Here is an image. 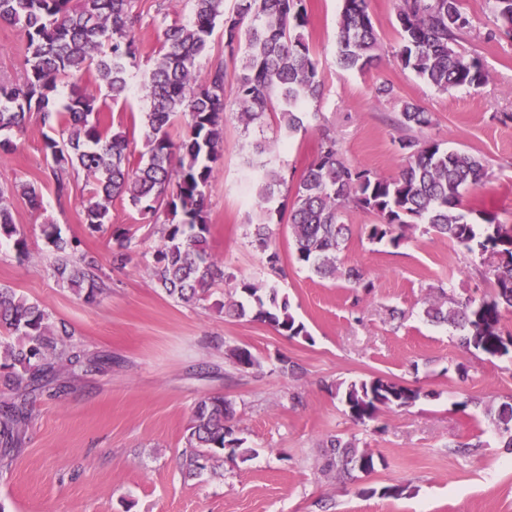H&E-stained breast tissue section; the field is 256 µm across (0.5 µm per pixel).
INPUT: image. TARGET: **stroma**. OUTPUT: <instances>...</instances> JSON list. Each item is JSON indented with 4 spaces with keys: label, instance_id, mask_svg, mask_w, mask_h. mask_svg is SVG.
<instances>
[{
    "label": "stroma",
    "instance_id": "stroma-1",
    "mask_svg": "<svg viewBox=\"0 0 512 512\" xmlns=\"http://www.w3.org/2000/svg\"><path fill=\"white\" fill-rule=\"evenodd\" d=\"M473 26L459 47L478 56L486 81L478 89L442 93L402 68L398 48L397 0H371L379 37L377 68L345 71L336 64L340 0H306V33L319 63L323 95L310 106L320 115L282 145L273 161L288 185H295L317 157L321 127L335 130L344 159L381 176L396 175L403 159L394 145V123L403 102L430 112L423 137L446 148L477 152L489 164L486 185L465 201L512 224V39H487L495 25L486 0H461ZM142 20L135 29L140 54L130 74L126 101L103 96L105 114L131 124L147 108L143 82L160 46L163 15L189 19L190 0H138ZM25 40L15 26L0 22V79L24 74ZM388 81L395 94L377 96ZM274 124L243 129L224 125L223 159L207 191L208 244L227 280L194 304L172 300L156 288L148 265L160 246L159 227L127 201L110 205L112 227L134 238L132 260L112 263L110 233L89 234L83 205L90 196L85 177L69 197L57 198L45 158L50 130L37 114L14 136L13 151L0 152V186L14 181L37 185L41 209L21 197L10 206L24 232L29 256L19 259L0 245V286L14 288L53 317L71 325L88 353L108 355L101 372L76 373L64 391L49 389L32 398L31 418L9 466L0 467V512H512V453L503 448L488 407L512 400V357L460 350L451 329L423 317L428 297L445 289L458 299L490 293L481 260L455 250L447 238L415 227L399 247L370 243L361 232L370 214L350 209L352 234L340 258L373 281L371 292L345 280H325L293 260L287 221L272 217L275 246L286 276L271 271L251 243L250 227L263 218L248 175L242 146L272 137ZM59 225L81 240L106 275L107 289L89 305L58 282L55 256L41 228ZM276 286L290 311L307 327L309 339L288 338L270 325L225 315L222 305L238 299V279ZM404 311L401 319L392 310ZM244 345L258 360L237 370L230 348ZM299 364L293 378L283 361ZM466 376H459L458 367ZM370 376L419 387L412 406L384 409L360 424L330 388ZM300 393L292 404L290 393ZM224 396L232 422L254 454L247 461L214 458L200 474L181 467L195 404ZM356 441L384 463L348 481L324 472L329 437ZM398 485L395 498L364 496V489Z\"/></svg>",
    "mask_w": 512,
    "mask_h": 512
}]
</instances>
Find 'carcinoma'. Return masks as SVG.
<instances>
[{"label":"carcinoma","mask_w":512,"mask_h":512,"mask_svg":"<svg viewBox=\"0 0 512 512\" xmlns=\"http://www.w3.org/2000/svg\"><path fill=\"white\" fill-rule=\"evenodd\" d=\"M137 0H0V21L20 28L26 42V68L18 82L0 81V147L11 146V135L22 129L26 114L36 112L43 125L58 132L46 137L51 176L57 196L70 193L79 173L92 179L91 197L84 205V223L91 233L109 224V204L125 199L141 214L160 221L161 245L149 264L151 277L167 296L195 303L209 288L229 278L224 265L209 252V213L206 190L214 168L223 158L224 123L234 117L244 129L262 126L272 115L276 138L257 140L249 148V168L257 183V197L265 212L286 182L271 155L279 144L307 129L316 113L307 105L322 96L318 62L305 37L308 12L305 0H191L192 19L162 18V41L154 68L143 85L148 102L142 133L147 159L131 162L126 131L102 123L97 91L104 87L117 104L127 97L130 69L139 48L134 31L139 22ZM336 63L345 71L372 69L379 55L378 34L370 13V0H341ZM500 25L487 38L512 39V0H489ZM398 57L439 92L477 89L486 81L481 59L458 49L463 30L472 21L461 0H399ZM222 27L224 57L202 64L216 26ZM243 54L228 85V63ZM71 93L64 104L57 100L59 83ZM233 96L236 111L226 112ZM182 123L179 142L169 128ZM430 113L405 102L396 119L402 131L397 148L405 159L389 177L349 165L342 157L336 134L323 131L321 149L293 187L288 224L294 240L295 260L320 278H341L355 288H370L355 266L339 258L349 236L345 222L349 207L374 217L363 225L366 239L399 246L403 229L424 225L426 232L448 238L461 252L487 260L486 276L493 292L464 300L443 294L428 301L424 316L446 325L457 335L459 347L490 356L512 352V335L503 333V313L512 311V224L491 215L483 223L469 221L462 209L464 193L483 187L490 178L487 162L466 149H445L415 132L431 124ZM15 196L41 207L40 189L26 181L0 187V241H10L17 256H28L24 234L15 224L9 201ZM46 245L57 256L58 279L92 304L106 291L98 261L78 254L79 242L62 235L56 224L42 226ZM254 242L274 271L284 272L275 248L274 231L267 222L253 225ZM112 264L131 258L133 235L112 232ZM241 293L254 302L231 301L225 314L237 318L253 313L280 335L309 338L305 325L290 312L288 298L274 286L262 288L242 279ZM0 462L8 465L31 417L29 395L54 385L61 389L60 368L100 372L112 358L81 350L75 331L56 322L36 302L10 287L0 286ZM237 369L246 371L257 359L245 347L229 349ZM335 395L361 424L374 420L384 408L414 404L421 391L383 376L335 386ZM230 408L220 395L202 398L193 411L182 467L195 475L218 450L250 458L244 439L229 424ZM495 421L505 447H512V403L503 402ZM326 471L370 474L382 456L354 441L332 436L328 440Z\"/></svg>","instance_id":"obj_1"}]
</instances>
